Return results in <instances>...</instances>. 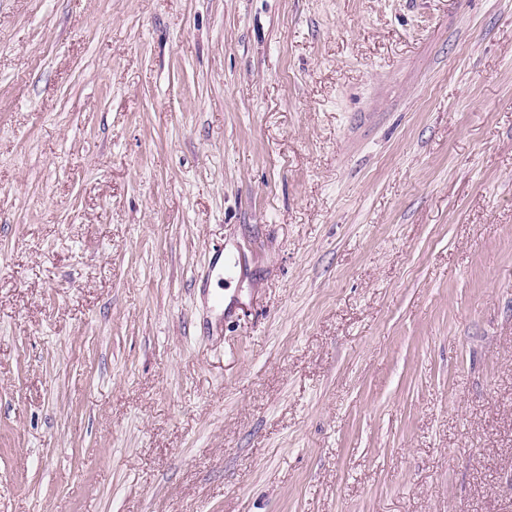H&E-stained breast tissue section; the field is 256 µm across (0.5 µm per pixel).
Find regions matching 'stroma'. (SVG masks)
Segmentation results:
<instances>
[{
	"mask_svg": "<svg viewBox=\"0 0 512 512\" xmlns=\"http://www.w3.org/2000/svg\"><path fill=\"white\" fill-rule=\"evenodd\" d=\"M0 512H512V0H0Z\"/></svg>",
	"mask_w": 512,
	"mask_h": 512,
	"instance_id": "35a3bbf8",
	"label": "stroma"
}]
</instances>
